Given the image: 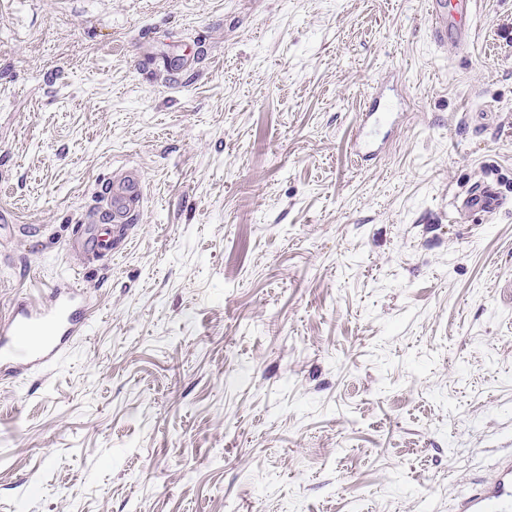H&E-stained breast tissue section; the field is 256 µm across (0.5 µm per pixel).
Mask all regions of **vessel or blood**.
<instances>
[{
    "mask_svg": "<svg viewBox=\"0 0 512 512\" xmlns=\"http://www.w3.org/2000/svg\"><path fill=\"white\" fill-rule=\"evenodd\" d=\"M473 5L474 0H430L434 41L467 45L472 37ZM391 114L390 106L377 97L362 113L354 145L359 159L367 161L380 153L383 143L376 132ZM143 189V179L135 170L103 183L97 205L76 228L73 247L94 255L118 252V232L132 223ZM505 203L498 185L486 181L471 187L456 206L474 215H492ZM87 305L83 288L69 278L54 284L45 302H17L10 315L0 319V372L18 375L51 366L71 338L84 332L89 317ZM453 512H512V452L499 457L490 475L456 498Z\"/></svg>",
    "mask_w": 512,
    "mask_h": 512,
    "instance_id": "vessel-or-blood-1",
    "label": "vessel or blood"
}]
</instances>
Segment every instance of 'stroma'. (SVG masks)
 I'll return each mask as SVG.
<instances>
[{"mask_svg": "<svg viewBox=\"0 0 512 512\" xmlns=\"http://www.w3.org/2000/svg\"><path fill=\"white\" fill-rule=\"evenodd\" d=\"M428 7L0 0V318L92 315L0 380V512H452L512 451V0ZM129 168L124 252L71 248ZM474 0H431L429 17L436 43L448 40L466 46L472 37ZM392 114L389 105L381 102L377 95L366 112H361L360 134L354 145L355 155L364 161L375 158L384 145L385 137L378 140L375 137L378 128L388 122ZM506 204V199L494 182H482L471 187L456 202V207L473 215H492L498 213ZM87 296L72 279L58 281L47 303L17 302L0 319V370L19 375L51 366L73 336L85 331Z\"/></svg>", "mask_w": 512, "mask_h": 512, "instance_id": "35a3bbf8", "label": "stroma"}]
</instances>
